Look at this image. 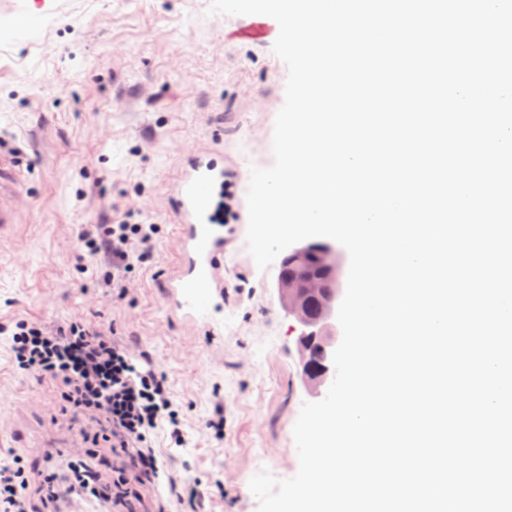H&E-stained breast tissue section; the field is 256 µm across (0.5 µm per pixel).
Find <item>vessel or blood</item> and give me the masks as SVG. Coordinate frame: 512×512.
I'll return each mask as SVG.
<instances>
[{"mask_svg":"<svg viewBox=\"0 0 512 512\" xmlns=\"http://www.w3.org/2000/svg\"><path fill=\"white\" fill-rule=\"evenodd\" d=\"M20 164L17 152L0 150V232L15 221L12 197ZM225 174L223 155L193 152L184 158L173 188L178 253L164 282L165 307L200 325L210 324L211 304L224 295V253L232 239L218 224L213 203Z\"/></svg>","mask_w":512,"mask_h":512,"instance_id":"1","label":"vessel or blood"}]
</instances>
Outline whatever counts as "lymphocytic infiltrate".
Returning a JSON list of instances; mask_svg holds the SVG:
<instances>
[{
  "label": "lymphocytic infiltrate",
  "mask_w": 512,
  "mask_h": 512,
  "mask_svg": "<svg viewBox=\"0 0 512 512\" xmlns=\"http://www.w3.org/2000/svg\"><path fill=\"white\" fill-rule=\"evenodd\" d=\"M160 232L159 225L124 218L96 225L85 236L91 255L112 265L106 284L116 298L126 295L127 281L135 266L146 263ZM17 369L55 383L63 400V415L94 420L113 454L127 459L111 488L129 484L167 486L177 502L185 495L169 476L152 446L151 436L170 426L176 444H183L181 409L167 387L163 373L144 366L142 358L129 352L114 337L83 318L55 326L18 318L10 337ZM71 476L49 470L46 494L59 500L77 493L105 500L109 488L101 484L98 471L87 462L71 464ZM28 478L20 457L0 463V512H28Z\"/></svg>",
  "instance_id": "1"
}]
</instances>
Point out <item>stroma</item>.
<instances>
[{
  "mask_svg": "<svg viewBox=\"0 0 512 512\" xmlns=\"http://www.w3.org/2000/svg\"><path fill=\"white\" fill-rule=\"evenodd\" d=\"M210 3L0 0V146L24 158L16 222L0 236V329L19 317L114 328L183 408L184 445L165 428L152 445L179 487L197 489L195 512H258L251 477L296 474L294 424L327 390L303 376L278 265L259 271L246 241L250 168L273 162L288 69L272 41L240 38L251 16L212 15ZM205 148L236 171L229 294L209 327L172 318L162 300L178 249L172 185L183 153ZM130 210L161 231L118 300L83 236ZM61 406L54 384L15 368L0 332V461L21 457L32 512H66L43 499L47 458L86 459L106 481L117 466L98 425ZM219 408L220 437L204 427Z\"/></svg>",
  "mask_w": 512,
  "mask_h": 512,
  "instance_id": "stroma-1",
  "label": "stroma"
}]
</instances>
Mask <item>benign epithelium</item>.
I'll list each match as a JSON object with an SVG mask.
<instances>
[{
  "mask_svg": "<svg viewBox=\"0 0 512 512\" xmlns=\"http://www.w3.org/2000/svg\"><path fill=\"white\" fill-rule=\"evenodd\" d=\"M290 260L302 268V274L294 284L277 278L278 296L300 327L297 346L306 380L318 386L326 382L333 366L336 309L343 295L341 264L332 245L313 241L289 247L282 263ZM315 354L320 356L318 364L313 362Z\"/></svg>",
  "mask_w": 512,
  "mask_h": 512,
  "instance_id": "benign-epithelium-1",
  "label": "benign epithelium"
}]
</instances>
